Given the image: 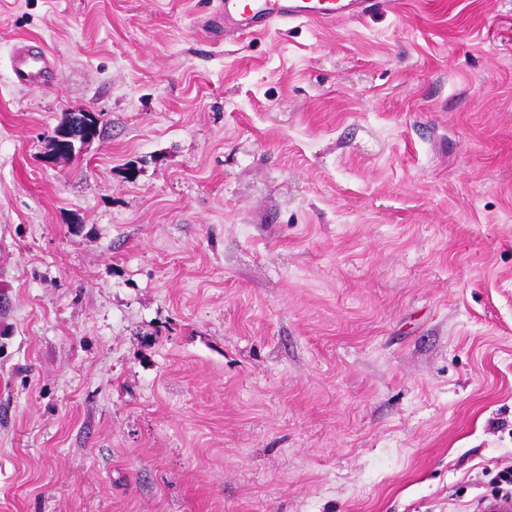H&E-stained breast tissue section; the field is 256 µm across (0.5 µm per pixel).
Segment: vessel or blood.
Instances as JSON below:
<instances>
[{
	"mask_svg": "<svg viewBox=\"0 0 512 512\" xmlns=\"http://www.w3.org/2000/svg\"><path fill=\"white\" fill-rule=\"evenodd\" d=\"M394 5L395 0H210L201 25L232 39L266 35L290 22L328 25L339 19L359 20ZM10 67L15 79L32 89L43 87L58 73L49 51L37 40L16 44Z\"/></svg>",
	"mask_w": 512,
	"mask_h": 512,
	"instance_id": "1",
	"label": "vessel or blood"
}]
</instances>
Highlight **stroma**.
Segmentation results:
<instances>
[{
    "instance_id": "obj_1",
    "label": "stroma",
    "mask_w": 512,
    "mask_h": 512,
    "mask_svg": "<svg viewBox=\"0 0 512 512\" xmlns=\"http://www.w3.org/2000/svg\"><path fill=\"white\" fill-rule=\"evenodd\" d=\"M207 2L0 0V512H477L512 468V0L226 42ZM23 39L57 85L13 81Z\"/></svg>"
}]
</instances>
